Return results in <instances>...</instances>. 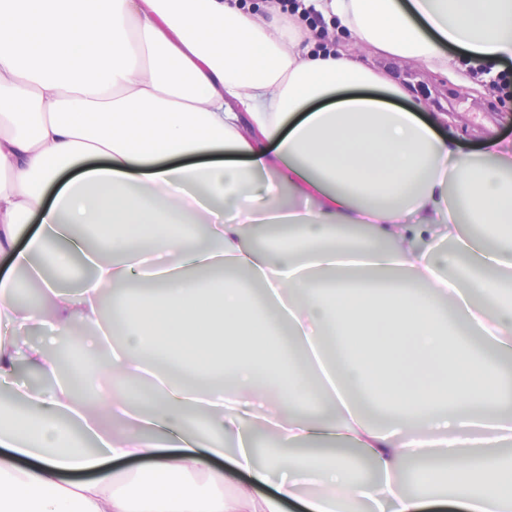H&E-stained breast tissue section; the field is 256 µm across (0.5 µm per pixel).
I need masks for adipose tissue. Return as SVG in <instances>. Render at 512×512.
I'll list each match as a JSON object with an SVG mask.
<instances>
[{
  "label": "adipose tissue",
  "instance_id": "adipose-tissue-1",
  "mask_svg": "<svg viewBox=\"0 0 512 512\" xmlns=\"http://www.w3.org/2000/svg\"><path fill=\"white\" fill-rule=\"evenodd\" d=\"M353 41L498 72L512 0H0V512H512V139L463 154ZM145 280L110 329L102 290ZM42 326L99 354L92 401ZM312 389L328 416L284 414Z\"/></svg>",
  "mask_w": 512,
  "mask_h": 512
}]
</instances>
